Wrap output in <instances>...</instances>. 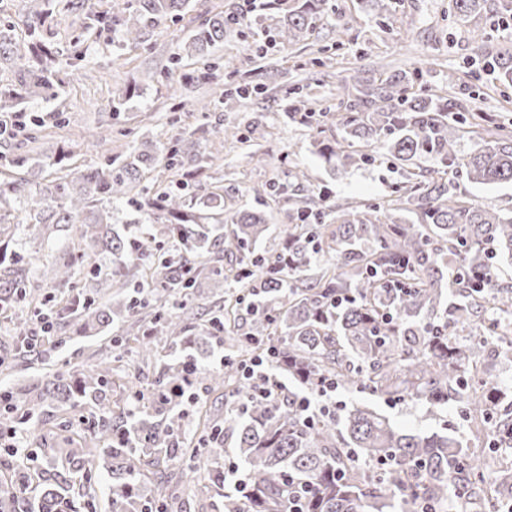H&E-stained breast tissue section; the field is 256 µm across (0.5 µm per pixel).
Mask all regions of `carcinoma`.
<instances>
[{
    "label": "carcinoma",
    "mask_w": 512,
    "mask_h": 512,
    "mask_svg": "<svg viewBox=\"0 0 512 512\" xmlns=\"http://www.w3.org/2000/svg\"><path fill=\"white\" fill-rule=\"evenodd\" d=\"M190 0H135L124 11H90L76 42L104 30L120 32V43L136 46L153 29L176 23ZM451 16L467 26L474 50L488 59L495 79L512 87V40L495 32L512 24V0H452ZM57 0H29L27 39L18 48L15 25L0 20V67L14 70L15 81L0 83V114L26 113L27 141L48 123L65 122L61 112H28L27 104L58 95L78 80V68L60 75V50L49 37ZM268 14H215L172 58L203 61L192 77L206 83L223 67L214 51L232 29H257L282 43L310 38L328 12L329 0H290L267 6ZM268 91L252 86L225 90L228 105L243 106L252 95ZM141 94L133 82L113 93L116 112L126 111ZM308 123L331 122L338 139L317 140L313 153L333 172H344L378 157L410 168L389 198L350 208L322 202H294L291 183L272 182L266 194L288 199L283 211L285 238L280 250L254 253L252 246L269 229L265 212L227 210L224 196L203 179L199 139L189 136L164 144L155 154L136 148L125 156L110 154L71 171L75 151L61 148L48 166L56 177L32 188L26 180L0 178V229L4 212L17 205L25 223L49 228L64 224L80 243L112 253V281L129 268L146 278L137 296L117 310L77 295L72 307L85 326L102 328L113 317L148 321L154 331L184 338L193 326L180 309L208 280L213 289L236 288L224 316L210 318L206 336L233 349L224 372L195 367L191 380L206 376L212 391H224V427H215L214 446L194 444L175 434L182 415L144 418L143 406L118 414L103 412L93 429L100 448H64L70 481L83 483L90 466L106 463L111 479L112 512H174V496L160 481L140 494L149 468L160 458L189 457L201 464L229 442L245 471L247 496L224 491V512H288L291 491H307L303 512H448V500L466 504L493 493L495 512H512V465L488 471L485 456L448 428L409 434L364 405H341L307 419L300 400L312 395L325 378L338 387H360L388 401L424 399L440 407L456 404L464 422L479 414L491 424L489 447L512 450V395L478 366L490 345L512 353V282L499 279L496 258L512 261V211L488 210L457 194L456 179L485 186L512 183V126H488L460 99L424 89L423 67L400 68L381 78L352 77V86L336 105L310 110ZM466 133L478 140L466 155L456 144ZM425 154L441 168L423 169ZM156 166L174 171L166 184L143 182ZM136 206L152 219L151 231L121 237L112 233V208ZM233 229L226 233L224 225ZM174 243L182 255L171 252ZM0 258V302L32 298L27 271ZM73 264L43 272L66 284ZM256 298L252 322L238 334L231 315L243 299ZM43 297L35 312L52 331L64 317ZM273 354L266 377L246 380L240 368L258 356ZM191 358L178 355L162 364L150 381L152 402L186 379ZM113 368L106 361L84 376L82 394H96L109 384ZM295 383L288 391L284 381ZM62 372L43 376L27 403L33 407L70 396ZM266 387L271 399L246 401L251 390ZM27 512H78L53 484L26 501ZM20 508L17 488L0 485V512Z\"/></svg>",
    "instance_id": "1"
}]
</instances>
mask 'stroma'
<instances>
[{"mask_svg": "<svg viewBox=\"0 0 512 512\" xmlns=\"http://www.w3.org/2000/svg\"><path fill=\"white\" fill-rule=\"evenodd\" d=\"M450 0H331L332 9L318 22L313 37L298 44H248L246 37L230 33L218 56L228 62L227 68L217 73L214 81L203 87H189V96L179 93L186 85V70L173 67L171 59L182 42L195 31L202 17L219 12L248 9V0H192L183 19L173 26L154 29L149 39L135 47H122L111 38L102 37L85 42V56L81 62L82 78L62 97L54 100V107L65 112L64 128L45 127L37 134L33 152L42 158L55 156L60 147L73 145L76 156L73 166L96 161L100 146L98 136L105 127H112V152L124 155L131 147L144 141L158 144L182 136L198 127L220 131L224 127L242 129L246 140L233 150L225 151L223 158L209 166L213 187L224 194L226 205L235 208H262L270 202L262 189L271 180H289L302 173L303 180L297 192L300 198H309L321 187L331 190V203L374 202L390 195L402 181L403 170L387 161L348 170L336 176L311 151V141L317 133L334 138L336 128L324 129L284 120L281 105L262 109L260 105L235 109L220 108L201 113L191 105V98L219 97L231 83L250 81L268 63H277L276 71L268 72L270 87L299 84L305 86L312 104L335 102L345 80L353 76L372 78L378 68L387 66L414 67L422 59L431 57L435 63L424 75L425 86L468 100L472 111L501 122H512V89H494L485 70L484 60L477 56L463 29L453 24L449 15ZM346 28L348 42L343 49L333 50L337 28ZM331 46L330 62L320 67L314 60L323 46ZM141 83L139 100L127 111H112V92L128 80ZM187 86V85H186ZM265 152L267 163L257 167L250 163L249 152ZM8 251L20 260L36 256L29 273V287L35 292L50 293L57 308L68 307L71 294L53 289L45 281V268L62 265L69 254L80 250L84 258L76 278L77 292L106 303L114 295L128 297V288L115 290L96 269L112 266L111 253L91 248H79L64 225L51 227L49 232L30 228L12 229L6 234ZM37 325L32 307L18 304L15 309L0 314V357L14 356L8 388L16 405H23L29 388L37 375L45 373V353L54 358H67V371L73 396L69 402L34 410L26 426L29 441L37 450L33 465H26L14 457L0 458V482L23 486L32 493L38 484L61 483L69 477V469L62 462L58 450L68 439L89 437V420L101 409L121 411L130 402L126 377L144 365H159L176 354L177 348L165 338H157V348L151 360H144L135 351H128L112 367V382L102 393L99 403L82 401L78 392L86 369L109 354L110 333L94 336H65L62 333L43 336L39 348L27 355L16 356V336L20 329ZM205 381H197L192 390L196 395L187 404L189 420L182 434L197 438L203 433L202 420L206 412H223L224 396L205 389ZM336 397L346 403H360L373 407L387 416L399 429L412 433H429L448 424L468 446H484L489 434L487 424L475 422L466 426L451 407L433 408L421 400L387 401L361 389H341ZM232 451H225L213 464L197 471L195 483H179L183 462L167 460L155 466L156 476L177 482V494L182 512H222L224 496L213 481L223 473L226 462L232 461Z\"/></svg>", "mask_w": 512, "mask_h": 512, "instance_id": "obj_1", "label": "stroma"}]
</instances>
